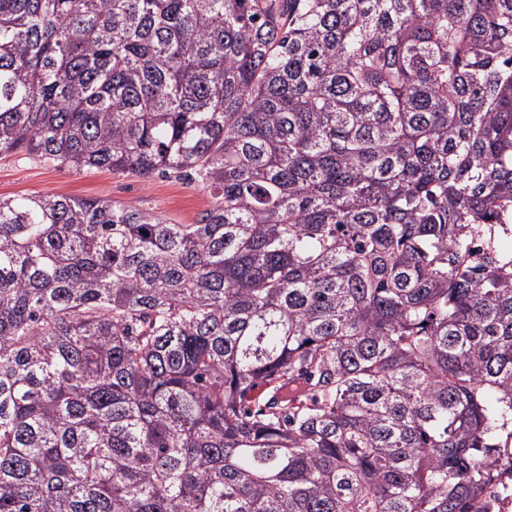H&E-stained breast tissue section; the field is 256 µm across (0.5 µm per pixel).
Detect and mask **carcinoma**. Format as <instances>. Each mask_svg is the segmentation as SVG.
Wrapping results in <instances>:
<instances>
[{
	"label": "carcinoma",
	"instance_id": "1",
	"mask_svg": "<svg viewBox=\"0 0 512 512\" xmlns=\"http://www.w3.org/2000/svg\"><path fill=\"white\" fill-rule=\"evenodd\" d=\"M18 152L211 202L0 196V512H492L512 0H0Z\"/></svg>",
	"mask_w": 512,
	"mask_h": 512
}]
</instances>
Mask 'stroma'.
I'll return each mask as SVG.
<instances>
[{"instance_id": "stroma-1", "label": "stroma", "mask_w": 512, "mask_h": 512, "mask_svg": "<svg viewBox=\"0 0 512 512\" xmlns=\"http://www.w3.org/2000/svg\"><path fill=\"white\" fill-rule=\"evenodd\" d=\"M33 192L109 198L161 213L177 224L194 222L210 202L207 192L173 176L141 180L108 171L75 173L22 153L0 160V195Z\"/></svg>"}]
</instances>
